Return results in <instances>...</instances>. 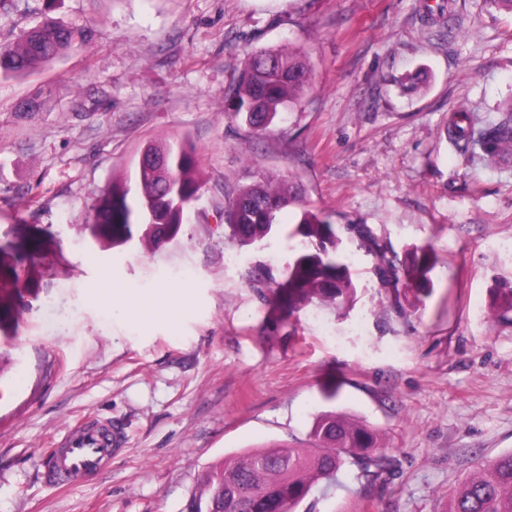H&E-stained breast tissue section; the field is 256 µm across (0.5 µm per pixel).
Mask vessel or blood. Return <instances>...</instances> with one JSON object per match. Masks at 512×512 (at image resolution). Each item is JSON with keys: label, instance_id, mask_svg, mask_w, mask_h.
Listing matches in <instances>:
<instances>
[{"label": "vessel or blood", "instance_id": "b4317fda", "mask_svg": "<svg viewBox=\"0 0 512 512\" xmlns=\"http://www.w3.org/2000/svg\"><path fill=\"white\" fill-rule=\"evenodd\" d=\"M123 443L119 431L101 420H92L70 432L44 465L49 482L70 485L84 476L106 469L109 457Z\"/></svg>", "mask_w": 512, "mask_h": 512}]
</instances>
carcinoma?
<instances>
[{"mask_svg":"<svg viewBox=\"0 0 512 512\" xmlns=\"http://www.w3.org/2000/svg\"><path fill=\"white\" fill-rule=\"evenodd\" d=\"M88 26H68L52 18L21 32L13 41L0 43V76L24 77L55 60L63 51L90 41ZM310 87V70L304 57L290 47L255 50L228 90L224 111L263 132L281 109L298 101ZM448 136L464 152L481 150L493 159L512 151V108L493 119H478L461 107L448 124ZM145 153L161 157V169L137 170L135 185L112 183L94 206L88 225L92 239L103 246H124L133 240L147 249L174 240L186 223L201 189L196 159L187 142L149 144ZM300 204L294 186L285 179L262 178L242 186L224 209L230 237L241 246L281 237L288 243L291 260L285 279L275 282L267 271L258 283H276L286 295L288 312L298 304H329L349 308L356 295L351 261L339 252L332 224L319 214L301 208L300 219L289 229L276 221L277 213ZM11 251V277L0 276V289L29 287L31 261L22 248ZM437 255L428 246L413 248L405 259L382 257L380 280L402 282L416 295L433 292L430 273ZM312 435L314 447L295 448L285 443L250 448L207 466L189 504L191 512H294V508L321 484H331L348 463L365 476L386 466L375 430L341 413L317 415ZM444 512H512V452L481 464L448 499Z\"/></svg>","mask_w":512,"mask_h":512,"instance_id":"1","label":"carcinoma"}]
</instances>
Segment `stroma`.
I'll use <instances>...</instances> for the list:
<instances>
[{
  "instance_id": "stroma-1",
  "label": "stroma",
  "mask_w": 512,
  "mask_h": 512,
  "mask_svg": "<svg viewBox=\"0 0 512 512\" xmlns=\"http://www.w3.org/2000/svg\"><path fill=\"white\" fill-rule=\"evenodd\" d=\"M50 17L85 46L25 78L0 77V244L42 246L16 330L0 331V512H185L210 463L270 443L312 445L314 419L366 422L388 458L346 465L295 512H444L478 465L512 450V166L470 158L454 109L512 103V14L483 0H0V42ZM291 45L312 87L263 134L224 111L250 51ZM45 91L38 112L21 100ZM187 140L201 197L153 252L100 248L86 230L152 141ZM287 178L352 259L349 311L288 313L259 272L278 243L229 239L245 183ZM371 240L363 242L357 227ZM431 245L434 291L383 287L381 254ZM150 299L185 286L175 318L109 315L107 284ZM336 392L325 399V390ZM126 448L68 487L43 463L88 416Z\"/></svg>"
}]
</instances>
